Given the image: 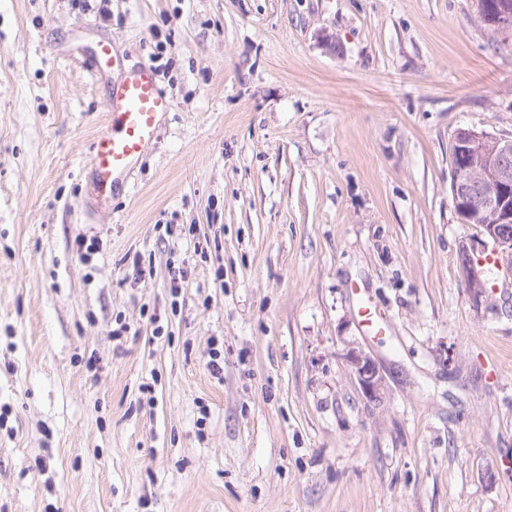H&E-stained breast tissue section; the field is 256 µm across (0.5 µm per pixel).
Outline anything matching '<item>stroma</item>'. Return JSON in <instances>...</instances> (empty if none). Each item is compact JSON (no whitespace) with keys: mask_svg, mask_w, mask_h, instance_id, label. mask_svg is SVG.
<instances>
[{"mask_svg":"<svg viewBox=\"0 0 512 512\" xmlns=\"http://www.w3.org/2000/svg\"><path fill=\"white\" fill-rule=\"evenodd\" d=\"M105 43L175 106L88 214ZM460 128L512 137L475 0H0V512H512V283L465 288ZM472 167L467 164L456 166L454 169L452 192L454 206L459 218L466 222L471 216L472 207L467 204V200L471 194ZM471 209V211H470ZM345 361L363 398L368 403H380L386 382L374 359L362 349L353 347L345 354Z\"/></svg>","mask_w":512,"mask_h":512,"instance_id":"35a3bbf8","label":"stroma"}]
</instances>
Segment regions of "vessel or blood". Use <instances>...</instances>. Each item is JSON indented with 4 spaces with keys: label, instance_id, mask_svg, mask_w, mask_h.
Here are the masks:
<instances>
[{
    "label": "vessel or blood",
    "instance_id": "vessel-or-blood-1",
    "mask_svg": "<svg viewBox=\"0 0 512 512\" xmlns=\"http://www.w3.org/2000/svg\"><path fill=\"white\" fill-rule=\"evenodd\" d=\"M116 59L93 56L89 69L109 77L105 99L106 122L93 138L85 211L111 209L113 196L129 181L137 163L154 142L162 119L171 112L173 99L160 87L153 68L145 63L110 78Z\"/></svg>",
    "mask_w": 512,
    "mask_h": 512
}]
</instances>
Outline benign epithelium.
<instances>
[{
    "mask_svg": "<svg viewBox=\"0 0 512 512\" xmlns=\"http://www.w3.org/2000/svg\"><path fill=\"white\" fill-rule=\"evenodd\" d=\"M457 153L481 158L484 168L495 172L493 184L487 188L485 210L490 212L494 223L485 228L484 235L499 258L512 262V241L502 238L501 225L512 222V171L498 166V152L512 151V138H499L495 148H485V139L478 132L456 143ZM472 167L463 164L454 169L452 192L456 213L462 220L471 216V206L467 200L471 194ZM462 265L465 286L475 303H480L488 295L486 280L482 279L481 264L471 257V251L462 250ZM349 371L355 379L363 398L369 403L383 400L386 382L374 359L359 348H351L345 354Z\"/></svg>",
    "mask_w": 512,
    "mask_h": 512,
    "instance_id": "1",
    "label": "benign epithelium"
}]
</instances>
